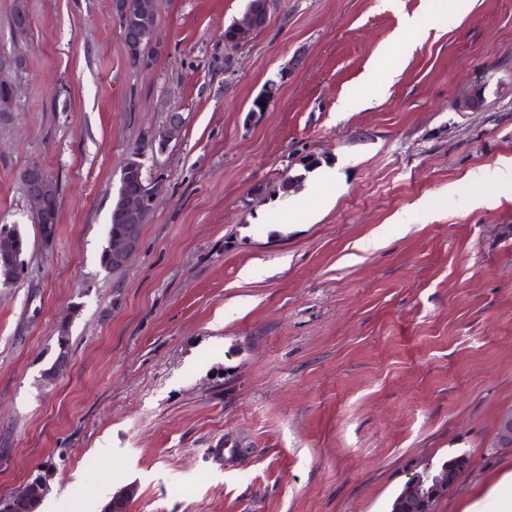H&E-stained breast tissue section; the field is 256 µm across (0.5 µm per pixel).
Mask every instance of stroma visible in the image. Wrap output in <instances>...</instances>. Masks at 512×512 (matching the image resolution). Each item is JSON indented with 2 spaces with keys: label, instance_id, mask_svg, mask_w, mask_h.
<instances>
[{
  "label": "stroma",
  "instance_id": "1",
  "mask_svg": "<svg viewBox=\"0 0 512 512\" xmlns=\"http://www.w3.org/2000/svg\"><path fill=\"white\" fill-rule=\"evenodd\" d=\"M15 2L0 62L26 65L0 112V224L25 235L28 272L0 288V498L46 471L38 512L117 496L125 512H390L418 465L467 453L436 512H495L512 187L469 175L512 161V0H271L238 45L224 30L248 0H155L147 69L107 0H25L22 40ZM407 16L422 29L395 62ZM350 96L367 106L338 111ZM174 110L180 133L151 150ZM135 152L157 203L108 273ZM34 162L59 194L47 242ZM63 328L69 364L44 379Z\"/></svg>",
  "mask_w": 512,
  "mask_h": 512
}]
</instances>
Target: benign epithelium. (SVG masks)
<instances>
[{
    "label": "benign epithelium",
    "instance_id": "obj_1",
    "mask_svg": "<svg viewBox=\"0 0 512 512\" xmlns=\"http://www.w3.org/2000/svg\"><path fill=\"white\" fill-rule=\"evenodd\" d=\"M112 19L118 25L127 53L138 59V67L146 69L153 65L155 53L159 52V22L152 11L151 0H107ZM183 124L181 113L169 114L167 125L159 132L155 143L162 144L175 137ZM25 189L33 204V215L41 216L45 223H58L57 187L53 179L40 165H32L26 171ZM156 193L153 186L148 192L130 193L124 196L123 214L128 224L122 234L114 241L113 250L118 263L125 266L139 248L143 225L146 222L149 207L155 205ZM12 229L8 225L0 227V273L8 274L25 266L22 250L11 246ZM496 448L512 450V409L501 413L493 442ZM469 465L467 457L456 460L455 468L443 473L428 471L424 477L410 482L406 488L407 501L424 505L435 498L444 497L452 489L458 472Z\"/></svg>",
    "mask_w": 512,
    "mask_h": 512
}]
</instances>
